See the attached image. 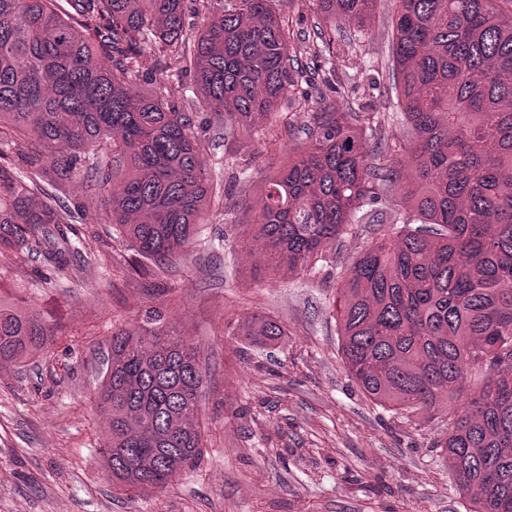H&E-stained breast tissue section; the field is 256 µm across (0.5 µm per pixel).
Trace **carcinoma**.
I'll return each mask as SVG.
<instances>
[{"label": "carcinoma", "mask_w": 512, "mask_h": 512, "mask_svg": "<svg viewBox=\"0 0 512 512\" xmlns=\"http://www.w3.org/2000/svg\"><path fill=\"white\" fill-rule=\"evenodd\" d=\"M194 2L192 34L185 0H0V255L35 253L54 274L75 267L84 214L64 196L86 168L134 266L179 260L218 196L211 126L232 138L234 161L256 143L281 155L240 222L273 280L334 261L344 231L387 201L392 218L340 272L344 366L408 424L447 411L434 445L473 493L472 512H512V0H396L390 62L407 145L381 136L372 113L336 108L318 67L298 88L302 33L274 0ZM318 2L339 24L380 0ZM147 53L152 90L141 86ZM173 75L189 78L200 111L163 94ZM290 93L312 112L288 147L293 122L272 118ZM17 139L27 148L15 155ZM145 317L112 329L97 396L105 470L143 493L200 459L207 381L160 309ZM236 334L267 346L288 331L254 315ZM61 338L40 310L0 295V362L23 366Z\"/></svg>", "instance_id": "carcinoma-1"}]
</instances>
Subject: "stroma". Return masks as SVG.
<instances>
[{
    "label": "stroma",
    "instance_id": "stroma-1",
    "mask_svg": "<svg viewBox=\"0 0 512 512\" xmlns=\"http://www.w3.org/2000/svg\"><path fill=\"white\" fill-rule=\"evenodd\" d=\"M395 9V0H382L363 22L334 30L332 53L302 50L297 65L305 77L321 62L331 87L347 89L350 105L384 115L386 136L400 139L388 75ZM277 161L259 147L226 166L231 195L202 225L203 245L171 266L128 271L84 178L66 198L86 210L78 227L84 261L70 278H54L34 254L0 256V288L58 310L68 327L25 366L0 363V512H471L470 494L434 447L447 416L415 428L375 407L338 354L332 300L341 269L372 242L371 226L354 225L335 263L314 273L273 285L259 276L260 252L245 247L234 222ZM152 306L165 330L193 344L208 373L205 452L166 488L143 495L104 474L95 397L113 325L138 327ZM257 313L279 320L287 336L262 348L231 335Z\"/></svg>",
    "mask_w": 512,
    "mask_h": 512
}]
</instances>
